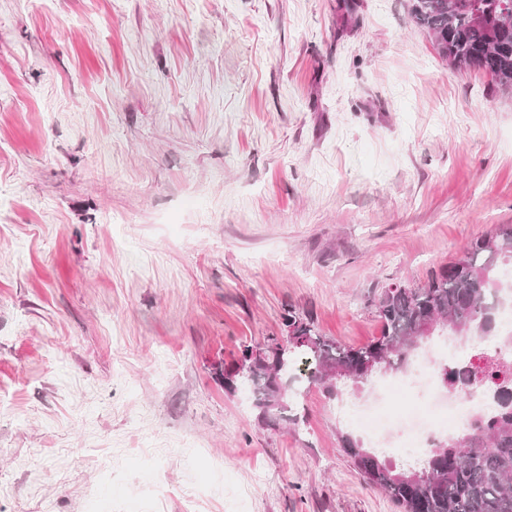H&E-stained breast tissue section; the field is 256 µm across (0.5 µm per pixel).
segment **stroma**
I'll return each mask as SVG.
<instances>
[{
	"label": "stroma",
	"instance_id": "obj_1",
	"mask_svg": "<svg viewBox=\"0 0 512 512\" xmlns=\"http://www.w3.org/2000/svg\"><path fill=\"white\" fill-rule=\"evenodd\" d=\"M512 224V94L410 0H0V512H400L217 368Z\"/></svg>",
	"mask_w": 512,
	"mask_h": 512
}]
</instances>
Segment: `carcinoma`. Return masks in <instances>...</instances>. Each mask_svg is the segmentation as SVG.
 <instances>
[{
	"instance_id": "obj_1",
	"label": "carcinoma",
	"mask_w": 512,
	"mask_h": 512,
	"mask_svg": "<svg viewBox=\"0 0 512 512\" xmlns=\"http://www.w3.org/2000/svg\"><path fill=\"white\" fill-rule=\"evenodd\" d=\"M410 11L452 69L481 70L498 88L512 90V0H411ZM507 264L512 265V224H501L472 240L426 284L385 286L376 299L381 335L359 348L320 334L288 312V347L268 343L247 380L258 420L273 427L298 425L292 404L301 389L289 379L297 362L309 369L308 387L331 398L366 384L378 370H405L425 325L498 337L497 302L512 289L498 277ZM442 375L457 391L470 384L473 372L463 363L443 367ZM489 385L494 413L435 444L419 467L398 468L345 435L342 447L366 482L401 512H512V380Z\"/></svg>"
}]
</instances>
